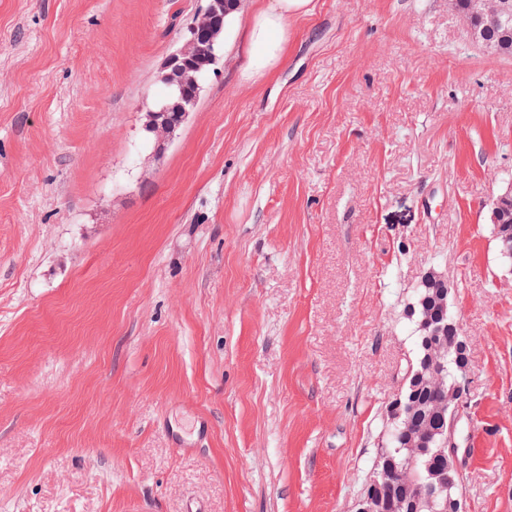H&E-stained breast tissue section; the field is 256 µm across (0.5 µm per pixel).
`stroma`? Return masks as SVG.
<instances>
[{"label":"stroma","instance_id":"obj_1","mask_svg":"<svg viewBox=\"0 0 512 512\" xmlns=\"http://www.w3.org/2000/svg\"><path fill=\"white\" fill-rule=\"evenodd\" d=\"M154 156L205 0H0V512H355L434 268L466 512H512V58L448 0H311ZM182 435L187 449L174 447Z\"/></svg>","mask_w":512,"mask_h":512}]
</instances>
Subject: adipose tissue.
I'll list each match as a JSON object with an SVG mask.
<instances>
[{
	"label": "adipose tissue",
	"instance_id": "1",
	"mask_svg": "<svg viewBox=\"0 0 512 512\" xmlns=\"http://www.w3.org/2000/svg\"><path fill=\"white\" fill-rule=\"evenodd\" d=\"M310 3L311 0H275L272 6L259 11L247 30L251 74H263L278 62L288 37V17L308 14Z\"/></svg>",
	"mask_w": 512,
	"mask_h": 512
}]
</instances>
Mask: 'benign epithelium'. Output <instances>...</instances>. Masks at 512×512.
<instances>
[{
    "instance_id": "obj_1",
    "label": "benign epithelium",
    "mask_w": 512,
    "mask_h": 512,
    "mask_svg": "<svg viewBox=\"0 0 512 512\" xmlns=\"http://www.w3.org/2000/svg\"><path fill=\"white\" fill-rule=\"evenodd\" d=\"M206 5L196 19L188 26L180 46L166 58L161 71L160 81L171 89L170 97L160 102L155 109L147 112L146 131L158 151L169 143L174 136L176 127L183 123L198 102V96L187 95L189 85L199 86L204 76L195 74L191 68L194 60L204 56L212 65V71H217L222 55L219 47L210 36L213 27L224 22V11L227 10L228 0H205ZM452 11L457 15L463 29L472 41H477L474 23L480 21L486 27H496L501 23V13L497 0H468L467 8L460 10L458 0H448ZM493 218H498L512 210V181L506 185V190L493 197L489 202ZM423 278H431L441 284L442 312L438 316L424 314L417 321L421 332L422 345L426 354L421 363L422 370L406 373L403 387L397 394L390 407V419L393 422L404 421L414 408L415 386L424 372L432 376L439 375L444 368L441 359L448 354V280L434 269L427 271ZM458 373L448 394L444 409L448 410V432L445 440L437 448V453L448 457V471L433 477L425 488L410 501L406 512H422L423 504H431L437 499L444 500L448 512H464L462 500L455 489L461 482L460 463L465 452L454 442V430L459 401L466 393L467 374L461 358L466 356L467 341L461 337L454 346ZM387 454L382 452L373 470V477L361 496L356 512H384L381 498L377 490L390 486L402 477L398 470L386 463Z\"/></svg>"
}]
</instances>
